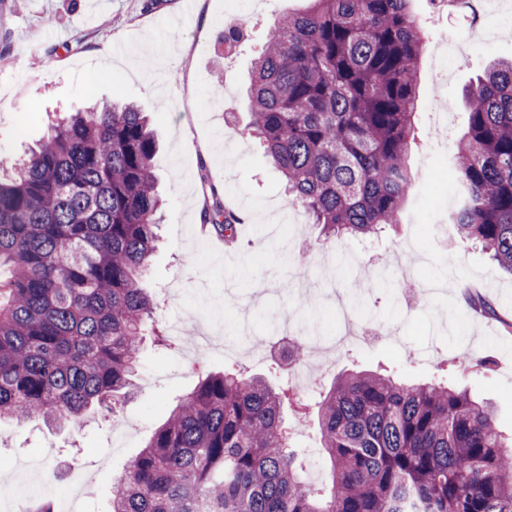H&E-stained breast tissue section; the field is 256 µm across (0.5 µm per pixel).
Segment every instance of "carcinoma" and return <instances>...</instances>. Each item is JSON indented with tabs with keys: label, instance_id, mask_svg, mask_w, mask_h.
<instances>
[{
	"label": "carcinoma",
	"instance_id": "1",
	"mask_svg": "<svg viewBox=\"0 0 512 512\" xmlns=\"http://www.w3.org/2000/svg\"><path fill=\"white\" fill-rule=\"evenodd\" d=\"M270 26L254 60L244 135L265 147L288 202L325 239L394 224L415 186L407 163L425 33L411 0H311ZM469 128L448 177L456 235L512 272V59L468 90ZM158 146L136 104L56 116L20 162L0 160V423L58 424L130 393L155 296ZM203 223L239 220L201 173ZM158 344L167 337L152 329ZM297 393L224 371L169 412L112 486L106 512H512V438L492 407L445 382L352 369L316 402L329 468L304 483L285 405Z\"/></svg>",
	"mask_w": 512,
	"mask_h": 512
}]
</instances>
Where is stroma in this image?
Instances as JSON below:
<instances>
[{
  "mask_svg": "<svg viewBox=\"0 0 512 512\" xmlns=\"http://www.w3.org/2000/svg\"><path fill=\"white\" fill-rule=\"evenodd\" d=\"M309 0H0V156L18 157L45 132L51 116L101 99L138 103L150 112L159 141L158 190L166 201L146 288H167L157 317L162 328L181 320L186 337L198 322L236 325L239 301L254 297L252 333L266 336L271 321L292 316L299 286L325 315L331 307L319 289L334 280L361 320L389 335L371 351H341L326 357L324 380L346 369L375 371L400 366L410 380L446 378V365L466 354L484 366L462 377L478 398L495 408V423L512 434V335L500 318L512 317V275L454 231L423 239L426 224H444L452 204L430 172L445 164L448 145L468 130L467 91L491 61L512 58V18L495 17L502 36L463 62L434 54L431 45L469 23L452 12L439 24L428 21V0H412L429 43L420 61L416 137L410 162L419 189L404 201L396 226L360 244L325 241L301 207L289 205L259 141L240 136L249 121L243 89L261 52L267 29L278 15L303 12ZM248 20L232 58L220 35L225 14ZM211 19L202 27V16ZM111 46L117 59L97 79L91 51ZM223 183L226 202L244 218L234 247L209 241L201 229L205 192L202 169ZM439 284L418 310L408 307L398 282ZM480 296L493 311L478 314L470 299ZM266 373L248 358L229 360L215 352L195 360L146 338L137 393L119 414L123 437L103 420L98 407L85 415L81 433L48 429L40 419L7 424L0 443V479L9 478L15 458L41 461L45 468L83 470L92 486L81 512H103L112 483L140 451L167 411L206 374L224 370Z\"/></svg>",
  "mask_w": 512,
  "mask_h": 512,
  "instance_id": "1",
  "label": "stroma"
}]
</instances>
